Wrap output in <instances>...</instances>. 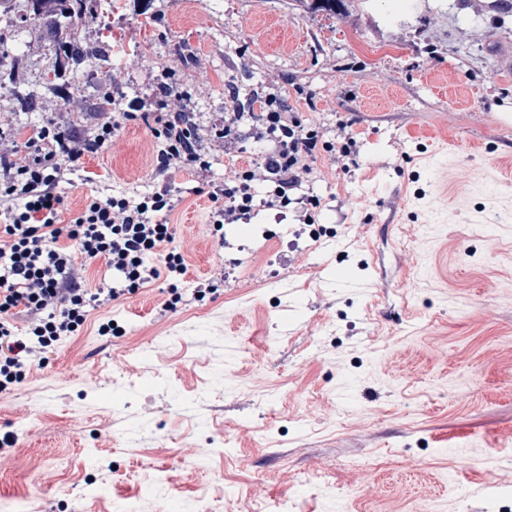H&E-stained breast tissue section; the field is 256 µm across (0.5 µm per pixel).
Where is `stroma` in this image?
Here are the masks:
<instances>
[{
	"label": "stroma",
	"mask_w": 512,
	"mask_h": 512,
	"mask_svg": "<svg viewBox=\"0 0 512 512\" xmlns=\"http://www.w3.org/2000/svg\"><path fill=\"white\" fill-rule=\"evenodd\" d=\"M115 2L81 35L122 44L125 94L192 52L206 68L179 79L203 85L201 122L223 115L226 84L300 89L316 103L303 118L329 137L350 124L356 143L317 161V209H260L245 235L212 237L210 201L175 175L181 303L161 313V278L91 309L0 397V432L21 440L0 450V512L39 489L44 512H236L247 495L254 512H512V75L496 57L512 0H154V20ZM56 54L28 0H0V69L19 71L0 87V145L66 119L67 100L20 112L13 97ZM150 153L127 123L69 211L97 189L152 190ZM110 320L122 335H100Z\"/></svg>",
	"instance_id": "stroma-1"
}]
</instances>
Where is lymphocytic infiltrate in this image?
<instances>
[{
  "label": "lymphocytic infiltrate",
  "mask_w": 512,
  "mask_h": 512,
  "mask_svg": "<svg viewBox=\"0 0 512 512\" xmlns=\"http://www.w3.org/2000/svg\"><path fill=\"white\" fill-rule=\"evenodd\" d=\"M198 55H179L154 75L153 94L110 95L100 102L89 129L50 123L33 128L22 142L0 152V394L25 377L32 363L63 336L78 335L88 310L134 294L160 277L187 272L184 249L174 246L166 220L173 209L170 180L192 172L198 192L213 204L214 231L250 214L256 189L267 185V207H287L308 182L320 157L348 156L352 132L326 139L305 122L281 91H253L240 101L230 91V107L219 125H203L191 112L192 94L175 77L204 70ZM150 131L155 143L153 191L127 195H89L81 212L65 217V191L71 175L84 169L86 157L112 152L128 122ZM262 146L247 165L231 164L223 182L210 180L209 142L224 144L225 157L242 152L243 136ZM161 264H153V257ZM104 262L111 283L90 293L81 282L90 264ZM25 318L30 339L18 338L15 321Z\"/></svg>",
  "instance_id": "f902f5d3"
}]
</instances>
